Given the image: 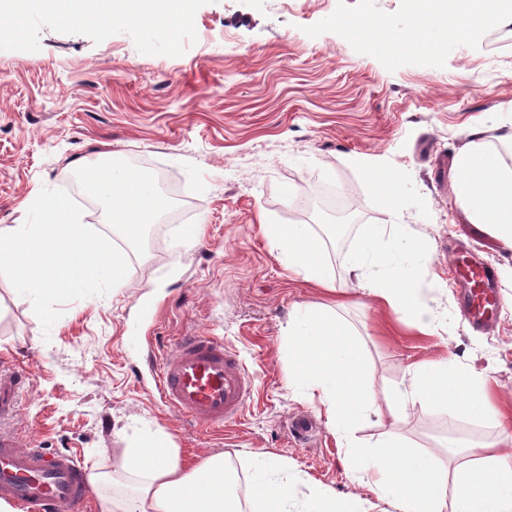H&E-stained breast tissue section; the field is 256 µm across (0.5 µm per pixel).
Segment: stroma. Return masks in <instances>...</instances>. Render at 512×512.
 Segmentation results:
<instances>
[{"instance_id":"35a3bbf8","label":"stroma","mask_w":512,"mask_h":512,"mask_svg":"<svg viewBox=\"0 0 512 512\" xmlns=\"http://www.w3.org/2000/svg\"><path fill=\"white\" fill-rule=\"evenodd\" d=\"M346 17L414 24L410 0H194L176 38L136 25H65L32 13L23 36L0 40V226L23 223L42 188L66 190L90 229L107 233L102 204L73 163L112 151L149 178L169 176L188 216L162 227L126 277L103 296L70 302L44 330L32 302L0 276V384L13 386L12 427L46 455L71 453L85 470L116 472L130 440L167 434L182 463L226 456L249 471L248 452L270 453L322 484L348 490L343 454L318 401L287 389L282 343L296 306L325 302L288 270L261 222L301 223L311 195L329 190L355 205L326 262L337 288L371 224H408L432 253L430 302L448 329L425 336L390 328L373 300L344 311L366 341L377 390L402 386L409 364L448 355L490 369L499 401H512V249L470 223L452 189L463 129L491 120L486 145L501 149L512 123V25L452 42L434 54L366 49ZM398 175L402 208L385 212L365 166ZM197 227L194 245L182 242ZM465 244L490 262L501 297L483 330L462 316L450 279ZM207 331L237 350L254 398L229 430L201 431L160 401L146 363L164 344ZM309 415L307 443L290 433ZM399 430L430 445L498 442L486 420L452 418L415 404Z\"/></svg>"}]
</instances>
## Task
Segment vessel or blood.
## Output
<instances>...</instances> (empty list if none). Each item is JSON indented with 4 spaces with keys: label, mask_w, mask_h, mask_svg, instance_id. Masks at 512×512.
Segmentation results:
<instances>
[{
    "label": "vessel or blood",
    "mask_w": 512,
    "mask_h": 512,
    "mask_svg": "<svg viewBox=\"0 0 512 512\" xmlns=\"http://www.w3.org/2000/svg\"><path fill=\"white\" fill-rule=\"evenodd\" d=\"M453 270L465 313L477 323L491 320L498 303L493 268L465 259L454 262ZM150 364L160 401L205 428L235 421L253 396L254 379L236 351L208 333L179 337ZM11 412L0 398V498L23 512H80L83 467L72 455L49 460L41 449L22 443L5 424Z\"/></svg>",
    "instance_id": "obj_1"
}]
</instances>
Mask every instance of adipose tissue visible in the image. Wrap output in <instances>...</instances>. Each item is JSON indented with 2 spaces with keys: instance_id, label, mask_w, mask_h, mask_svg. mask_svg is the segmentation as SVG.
Listing matches in <instances>:
<instances>
[{
  "instance_id": "adipose-tissue-1",
  "label": "adipose tissue",
  "mask_w": 512,
  "mask_h": 512,
  "mask_svg": "<svg viewBox=\"0 0 512 512\" xmlns=\"http://www.w3.org/2000/svg\"><path fill=\"white\" fill-rule=\"evenodd\" d=\"M193 0H0V35L18 38L29 14L40 10L55 20L81 25L138 24L170 38L188 20ZM416 25L401 34L381 18L352 17L345 27L385 49L428 52L440 45L512 21V0H414ZM486 123L469 126L468 147L455 162V192L471 223L485 225L512 248V167L484 148ZM87 191L104 206L106 218L127 244L137 242L168 203L142 171L108 161L86 166ZM264 237L294 273L327 293L336 284L325 261V244L304 224H261ZM368 246L347 269L364 296L399 320L428 333L441 322L424 298L423 272L431 261L427 243L407 224H372ZM345 300L296 308L288 318L284 347L286 385L316 398L329 432L344 450L345 470L395 512H512V449L474 445L466 459L447 468L437 451L401 434L398 422L409 405L427 403L457 419L482 418L512 431V408L493 405L485 370L453 358L409 367L408 382L379 406L368 349L341 316ZM385 414L389 428L375 444L364 445L354 431L370 416ZM250 498L241 501L239 478L224 455L200 458L191 467L179 461L168 437L154 433L134 441L122 458L124 471L141 481L119 497L99 500V512H361L354 493L314 484L281 457L250 456ZM310 493L299 497L298 486Z\"/></svg>"
}]
</instances>
